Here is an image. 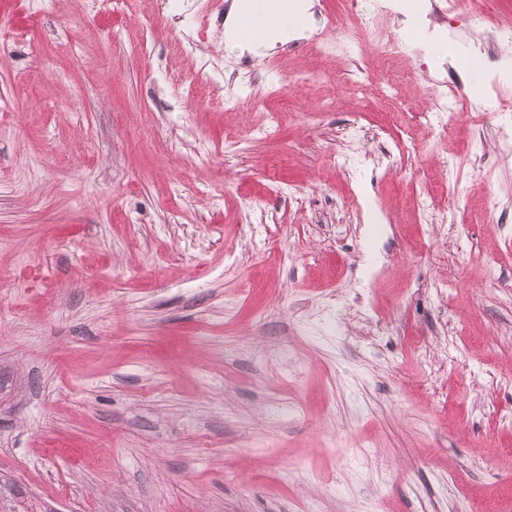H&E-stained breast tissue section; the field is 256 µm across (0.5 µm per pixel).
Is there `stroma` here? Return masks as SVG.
<instances>
[{
    "instance_id": "35a3bbf8",
    "label": "stroma",
    "mask_w": 512,
    "mask_h": 512,
    "mask_svg": "<svg viewBox=\"0 0 512 512\" xmlns=\"http://www.w3.org/2000/svg\"><path fill=\"white\" fill-rule=\"evenodd\" d=\"M10 2L0 512H512V98L374 137L492 75L429 44L507 47L512 0L383 18V97L341 0L260 59L224 48L232 0Z\"/></svg>"
}]
</instances>
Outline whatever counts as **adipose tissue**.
I'll use <instances>...</instances> for the list:
<instances>
[{"instance_id": "adipose-tissue-1", "label": "adipose tissue", "mask_w": 512, "mask_h": 512, "mask_svg": "<svg viewBox=\"0 0 512 512\" xmlns=\"http://www.w3.org/2000/svg\"><path fill=\"white\" fill-rule=\"evenodd\" d=\"M274 9L281 12L284 22L281 26L270 30L261 39L240 38V31L245 30L247 20L242 11H234L229 33L224 44L225 49L235 52H259L274 50L277 45L298 36L306 19L311 16L309 0H253L254 14H262L265 10Z\"/></svg>"}]
</instances>
